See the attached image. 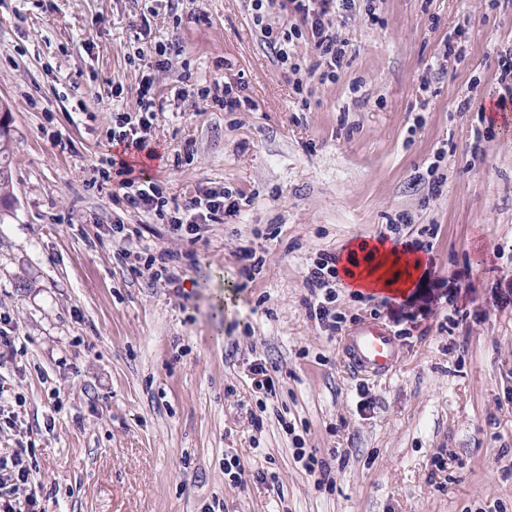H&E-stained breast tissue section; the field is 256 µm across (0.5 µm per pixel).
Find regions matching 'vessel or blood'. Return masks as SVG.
I'll return each mask as SVG.
<instances>
[{
	"mask_svg": "<svg viewBox=\"0 0 512 512\" xmlns=\"http://www.w3.org/2000/svg\"><path fill=\"white\" fill-rule=\"evenodd\" d=\"M344 359L358 375L382 376L393 371L399 359V343L381 322L364 320L352 326L343 339Z\"/></svg>",
	"mask_w": 512,
	"mask_h": 512,
	"instance_id": "obj_1",
	"label": "vessel or blood"
}]
</instances>
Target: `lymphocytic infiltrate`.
Here are the masks:
<instances>
[{
    "mask_svg": "<svg viewBox=\"0 0 512 512\" xmlns=\"http://www.w3.org/2000/svg\"><path fill=\"white\" fill-rule=\"evenodd\" d=\"M253 24L262 39L273 47L280 62L291 58L293 38L308 36L322 60L321 80L335 79L342 67L348 43L333 26L337 14H347L357 8V0H249ZM289 15L293 21L287 32L276 31L267 22L272 9ZM152 77H145L133 112H117L112 117V139L119 153L93 166L91 186L101 188L118 178L124 190L121 205L125 211L145 213L167 224L171 237L184 242L181 250L134 248L141 238L138 228L124 224L121 217L112 219V239L119 243L116 254L119 262L129 263L135 276L148 277L151 283L180 288L189 268L195 261L194 246L200 239L202 226L222 224L239 216L245 195L240 191L195 190L185 203L166 197L157 180L146 169L130 162V155L156 158L157 152L146 136L161 107L152 91ZM339 254L320 253L304 276L306 294L302 304L308 317L320 329L335 337L347 322L336 308V289L341 285ZM34 443L19 446L8 456L0 457V512H41L40 498L34 484L37 464Z\"/></svg>",
    "mask_w": 512,
    "mask_h": 512,
    "instance_id": "1",
    "label": "lymphocytic infiltrate"
}]
</instances>
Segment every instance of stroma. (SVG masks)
I'll list each match as a JSON object with an SVG mask.
<instances>
[{"mask_svg": "<svg viewBox=\"0 0 512 512\" xmlns=\"http://www.w3.org/2000/svg\"><path fill=\"white\" fill-rule=\"evenodd\" d=\"M375 6V24L361 9L336 18L349 43L337 80L298 93L245 0H0L13 193L0 312L19 336L0 375L33 429L42 512H512V126L489 127L486 111L512 0ZM448 40L460 55L443 57ZM171 42L157 67L156 44ZM147 74L165 195L252 197L202 227L179 294L116 260L107 226L124 190L87 185ZM215 80L242 87L239 110L199 97ZM434 162L435 193L416 181ZM402 213L437 229L432 274L381 311L410 331L395 372L363 378L308 318L304 275ZM271 225L276 237H255ZM247 243L266 254L250 283ZM258 362L275 367L276 396L253 388ZM362 385L376 402L364 414ZM299 438L329 460L333 487L296 461ZM234 455L242 489L224 473Z\"/></svg>", "mask_w": 512, "mask_h": 512, "instance_id": "stroma-1", "label": "stroma"}]
</instances>
